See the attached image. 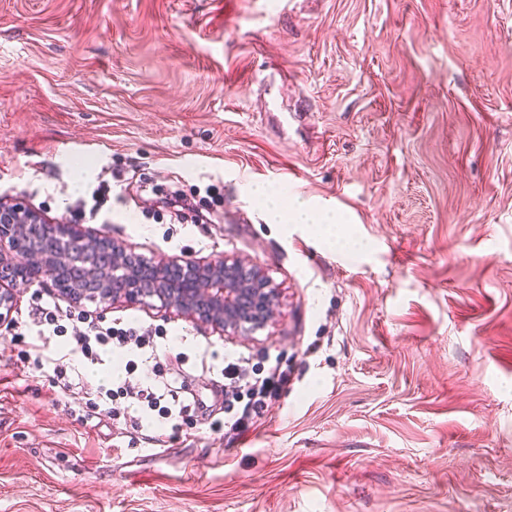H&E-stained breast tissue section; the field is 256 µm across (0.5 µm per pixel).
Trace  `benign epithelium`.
Returning <instances> with one entry per match:
<instances>
[{
	"instance_id": "obj_1",
	"label": "benign epithelium",
	"mask_w": 512,
	"mask_h": 512,
	"mask_svg": "<svg viewBox=\"0 0 512 512\" xmlns=\"http://www.w3.org/2000/svg\"><path fill=\"white\" fill-rule=\"evenodd\" d=\"M50 280L74 304L84 299L163 306L222 331L249 332L274 315L277 288L255 266L213 255L148 264L126 244L104 242L77 224H48L16 197L0 199V325L12 316L15 291Z\"/></svg>"
}]
</instances>
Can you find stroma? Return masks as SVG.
Returning <instances> with one entry per match:
<instances>
[{
	"label": "stroma",
	"instance_id": "stroma-1",
	"mask_svg": "<svg viewBox=\"0 0 512 512\" xmlns=\"http://www.w3.org/2000/svg\"><path fill=\"white\" fill-rule=\"evenodd\" d=\"M113 175L92 230L246 260L278 313L81 302L189 357L157 455L84 398L115 353L0 327V512H512V0H0V197L54 223ZM135 176L224 217L156 220ZM259 184L339 210L334 243ZM229 356L288 377L241 436L210 429Z\"/></svg>",
	"mask_w": 512,
	"mask_h": 512
}]
</instances>
